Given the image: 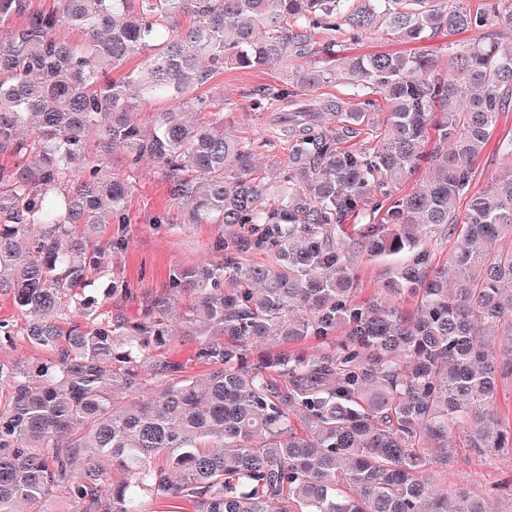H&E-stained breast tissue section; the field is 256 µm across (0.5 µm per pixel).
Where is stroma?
<instances>
[{"label":"stroma","mask_w":512,"mask_h":512,"mask_svg":"<svg viewBox=\"0 0 512 512\" xmlns=\"http://www.w3.org/2000/svg\"><path fill=\"white\" fill-rule=\"evenodd\" d=\"M406 44L393 41L383 30L362 35L359 41L343 42L325 56L329 64L345 56L368 55L377 52H403ZM285 72L280 66L254 69L228 68L218 71L205 96H224L230 113L224 124L226 132L240 138L253 139L262 135L272 122L273 115L255 107L260 90L282 84ZM141 171L132 180L126 206L112 223L124 229L125 245L111 254L110 259L121 267L129 288L128 294L107 296L103 290L111 280L103 275L95 281L101 291L103 310L113 319L136 316L139 309L167 292L169 274L177 267H192L203 261L220 263L224 260L221 243L224 227L220 224H188V210L181 199L170 193V181L163 169L150 161H142ZM512 477V454L486 463L477 456L454 454L442 470V484L455 490L465 481L491 487L504 477Z\"/></svg>","instance_id":"stroma-1"}]
</instances>
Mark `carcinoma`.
I'll return each mask as SVG.
<instances>
[{
  "instance_id": "1",
  "label": "carcinoma",
  "mask_w": 512,
  "mask_h": 512,
  "mask_svg": "<svg viewBox=\"0 0 512 512\" xmlns=\"http://www.w3.org/2000/svg\"><path fill=\"white\" fill-rule=\"evenodd\" d=\"M64 25L84 42L61 39ZM381 25L406 44L475 36L447 44L443 74L426 50L319 60L318 46ZM501 27L512 32V0L488 12L468 0H0V151L18 159L0 166V291L29 318L22 336L50 352L0 363V512L56 493L77 512H148V499L489 512L467 488H440L436 467L450 448L512 453L496 403L512 376V134L496 143L506 163L492 184L471 193L512 108ZM277 63L309 88L346 81L363 107L284 84L258 97L288 113L274 134L227 135L224 97L197 91L220 69ZM146 99L164 103L149 129L128 117ZM198 110L210 120H191ZM275 139L288 163L254 176L256 148ZM117 153L163 167L188 223L224 225V263L169 275V291L195 294L182 320L201 338V375L163 353L178 333L167 305L114 323L86 293L123 246L101 244L131 190L112 172ZM421 168L424 187L402 192ZM349 215L364 223L346 230ZM445 238L441 265L432 240ZM362 261L380 267L368 297ZM144 368L153 394L125 402Z\"/></svg>"
}]
</instances>
